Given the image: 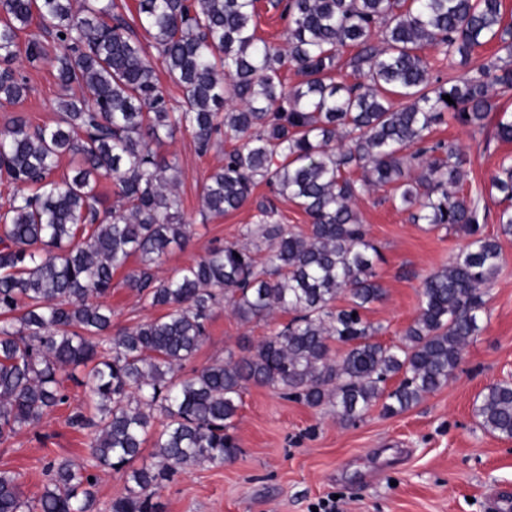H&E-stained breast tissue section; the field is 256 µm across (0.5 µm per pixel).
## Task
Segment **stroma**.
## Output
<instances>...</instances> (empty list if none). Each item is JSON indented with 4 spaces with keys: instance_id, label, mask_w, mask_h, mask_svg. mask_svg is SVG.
<instances>
[{
    "instance_id": "35a3bbf8",
    "label": "stroma",
    "mask_w": 512,
    "mask_h": 512,
    "mask_svg": "<svg viewBox=\"0 0 512 512\" xmlns=\"http://www.w3.org/2000/svg\"><path fill=\"white\" fill-rule=\"evenodd\" d=\"M57 53L51 44L40 62L17 56L13 67L26 75L29 90L20 102L0 105V128L18 116L34 125L53 124L63 94ZM435 135L462 144L466 190L488 186L501 158L512 156V142L499 141L490 132L472 137L453 121L437 127ZM161 153L179 160L177 193L185 219L194 226L186 245L172 248L160 266L162 276L172 277L209 248L238 241L242 225L252 221L257 203L270 190L258 185L241 209L202 217V187L223 165V150L199 155L191 136L182 134L165 140ZM393 194L388 185L364 192L355 204L384 257L377 272L386 296L366 317L384 325L379 340L385 344L398 342L415 319L424 277L446 265L467 242L464 234L413 223L409 211L397 208ZM500 243L504 263L488 297L482 330L447 385L403 413L386 416L376 406L353 424L341 422L328 407L313 408L273 388L249 386L234 430L237 460L221 467L195 466L165 483L158 491L163 512H313L319 501L331 497L339 512H490L491 490L512 493V440L483 431L473 413L487 386L512 379V237H501ZM123 278L115 273L119 286L106 299L114 329L162 315V308L144 304L122 287ZM285 320L280 314L245 323L229 307L215 308L209 335L184 364V373L241 352ZM85 399L82 389L72 388L69 403L40 426L0 444V470L21 474L25 497L40 493L48 459L89 465L84 434L66 421Z\"/></svg>"
}]
</instances>
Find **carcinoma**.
<instances>
[{
    "instance_id": "1",
    "label": "carcinoma",
    "mask_w": 512,
    "mask_h": 512,
    "mask_svg": "<svg viewBox=\"0 0 512 512\" xmlns=\"http://www.w3.org/2000/svg\"><path fill=\"white\" fill-rule=\"evenodd\" d=\"M256 2L139 0L130 21L116 0H0V102L26 96L27 79L10 64L35 18L26 59H44L51 37L65 91L54 125L16 117L0 130V178L16 185L0 213V443L66 404L70 381L90 394L67 423L86 433L94 468L49 460L32 500L21 474L0 471V512H94L100 473L110 471L124 472L127 487L105 512H157L163 482L238 457L230 430L249 385L326 403L345 422L377 405L392 416L447 384L478 336L504 262L498 239L484 233L488 201L502 205L497 224L512 236V156L488 190L464 195L465 153L432 134L448 119L483 133L496 111L490 89H512L502 0H277L284 48L257 36ZM491 42L497 51L468 73L433 75ZM344 47L355 49L345 61ZM159 64L182 91L178 112ZM288 67L304 77L300 86L285 85ZM178 133L200 154L219 136L233 143L204 184L203 213L242 208L260 180L296 204L307 227L281 223L274 202H262L242 241L159 277L171 247L193 233L172 190L177 161L160 153ZM495 136L512 141L511 114L498 118ZM64 156L70 168L59 177ZM102 177L115 187L110 209L97 191ZM389 184L413 220L469 241L423 279L417 317L386 345L373 340L382 325L366 318L386 294L381 253L353 205ZM133 256L124 286L166 313L114 333L102 298ZM222 302L243 322L276 310L290 319L240 355L178 375ZM334 342L347 349L333 353ZM474 415L484 431L512 439V383L486 387ZM149 437L153 462L138 467Z\"/></svg>"
}]
</instances>
